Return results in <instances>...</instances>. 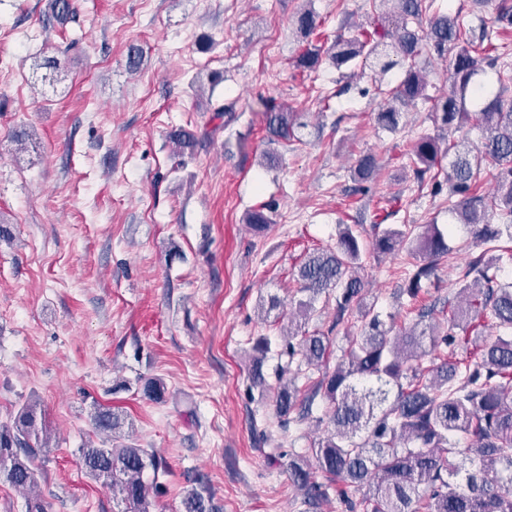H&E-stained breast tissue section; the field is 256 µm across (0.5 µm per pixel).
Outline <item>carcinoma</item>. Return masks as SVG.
Returning a JSON list of instances; mask_svg holds the SVG:
<instances>
[{
	"mask_svg": "<svg viewBox=\"0 0 512 512\" xmlns=\"http://www.w3.org/2000/svg\"><path fill=\"white\" fill-rule=\"evenodd\" d=\"M389 10L373 30L340 36L328 47L308 44L295 59L302 70L316 68L327 56L340 69L362 60L381 74L400 61L412 60L426 47L439 57L451 56L450 93L437 103L435 121L453 132L467 119L463 102L475 92L473 76L481 63L500 66V56L490 55L491 35L497 27L512 24V3L499 0L494 24L478 27L458 17L437 14L427 30L419 32L423 0H381ZM316 15L308 6L296 13V36L306 41L316 28ZM426 83L413 67L392 92L393 104L377 113L380 127L398 129L400 108L424 98ZM267 140L288 143L299 139L306 127L301 113L259 100ZM483 132L481 145L459 140L445 143L424 135L413 145L410 166L421 179L439 161L448 159V195L456 198L448 209L451 221L463 225L471 239L485 245L472 255L461 277L457 296L448 299L441 313L445 322H428L431 309L417 319L395 326L392 314L376 310L366 301L368 283L361 268V245L355 225L345 224L334 248H317L300 263L296 278L301 298L288 320V333L272 341L255 339L250 348L248 392L271 399L281 427L294 421L315 419L323 433L310 448L311 456L288 455L279 448L269 457H288L291 484L315 507L330 497L332 487L316 480L318 470L361 494L352 499L344 489L337 496L347 512H512V283L498 272L512 262V250L499 245L512 239V98L496 96L478 113ZM497 170L499 194L491 202L476 194L481 172ZM379 162L367 152L356 161L353 192L363 194L375 179ZM499 212L501 223H490L489 213ZM245 223L256 233L267 230L270 211L253 210ZM407 233L389 228L375 237L373 249L390 253L404 245ZM411 252L419 264L408 279L407 294L417 296L422 281L431 279L439 260L448 252L444 232L436 224ZM336 293V323L353 318L360 329L346 337L331 370H322L311 385L299 388L297 380L308 371L321 370L327 360L330 338L306 330L321 296ZM495 319V334H487L485 312ZM277 358L273 373L266 363ZM150 401H164L166 388L158 378H148L142 388ZM324 402L322 415L313 417L316 399ZM93 422L101 443L80 449L85 472L112 489V498L124 504L118 512H154L159 493L158 476L168 471L166 459L145 448L122 443L126 416L100 408ZM51 431L40 404H22L7 422H0V480L18 490L37 483V461L50 448ZM314 463H309V459ZM152 471L153 481L145 480ZM182 512H214L212 497L203 487L187 491Z\"/></svg>",
	"mask_w": 512,
	"mask_h": 512,
	"instance_id": "1",
	"label": "carcinoma"
}]
</instances>
